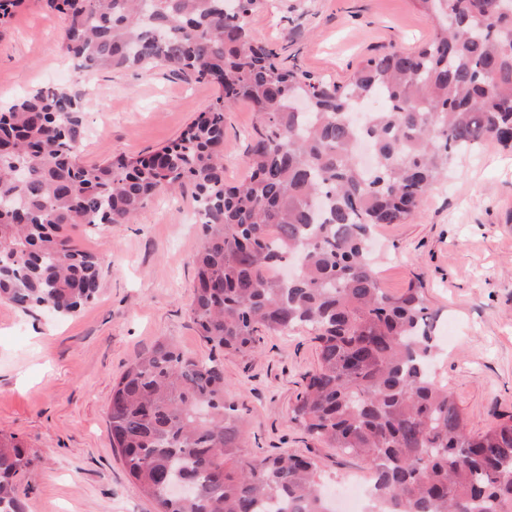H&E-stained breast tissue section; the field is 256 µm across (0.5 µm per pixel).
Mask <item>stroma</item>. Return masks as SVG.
<instances>
[{
  "label": "stroma",
  "mask_w": 512,
  "mask_h": 512,
  "mask_svg": "<svg viewBox=\"0 0 512 512\" xmlns=\"http://www.w3.org/2000/svg\"><path fill=\"white\" fill-rule=\"evenodd\" d=\"M60 14L25 0L0 27V106L41 87H80L81 160L98 164L145 154L174 139L217 88L167 68L114 69L75 84L61 50ZM253 37L286 65L334 80L359 62L427 38L417 0H262L247 18ZM257 123L248 105L224 115V179L247 172V136ZM194 188L156 197L131 224L78 225L67 233L102 262L98 297L75 314H26L0 301V436L32 460L22 475L26 512H155L112 450L107 408L127 364L161 339L205 357L188 309L192 257L202 244ZM374 235L382 284L401 294L425 283L437 312L438 379L455 395L474 433L512 417V148L496 143L460 157L407 224ZM317 363L311 332L263 337L251 357L224 356V377L254 457L306 455L324 484L370 480L365 462L307 437L289 420Z\"/></svg>",
  "instance_id": "35a3bbf8"
}]
</instances>
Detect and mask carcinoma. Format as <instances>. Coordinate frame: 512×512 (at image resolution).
Here are the masks:
<instances>
[{
	"label": "carcinoma",
	"mask_w": 512,
	"mask_h": 512,
	"mask_svg": "<svg viewBox=\"0 0 512 512\" xmlns=\"http://www.w3.org/2000/svg\"><path fill=\"white\" fill-rule=\"evenodd\" d=\"M433 24L344 82L289 68L245 19L259 0H46L64 53L87 77L163 66L218 86L214 101L147 155L84 164L83 106L46 86L0 109V299L65 316L96 298L99 259L64 234L129 224L162 192L194 186L203 244L189 312L211 355L170 340L112 387V448L156 512H333L314 460L255 458L218 352L253 356L261 336L307 329L317 367L289 419L372 472L370 512H512V421L482 433L431 370L436 315L421 281L383 288L375 227L406 224L456 158L512 145V0H418ZM380 109L352 119L359 102ZM255 112L248 176L224 183V112ZM370 142L377 163L354 160ZM278 235L270 238L268 229ZM296 264L292 279L270 268ZM22 447L0 438V512H25ZM194 487L185 497L168 484Z\"/></svg>",
	"instance_id": "obj_1"
}]
</instances>
